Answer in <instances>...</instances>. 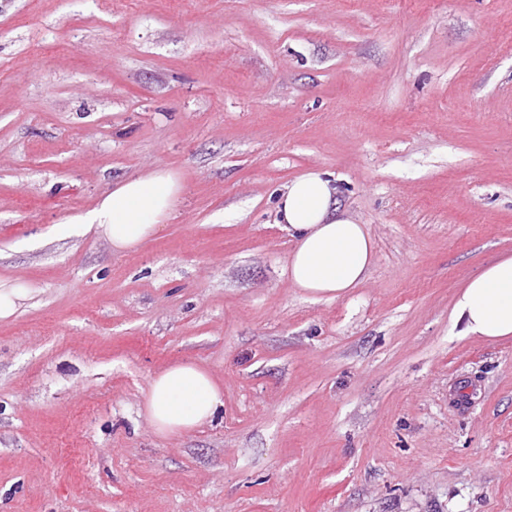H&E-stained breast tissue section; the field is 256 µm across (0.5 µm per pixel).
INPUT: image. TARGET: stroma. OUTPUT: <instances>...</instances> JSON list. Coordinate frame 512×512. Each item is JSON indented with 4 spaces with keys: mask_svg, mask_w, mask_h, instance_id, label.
Listing matches in <instances>:
<instances>
[{
    "mask_svg": "<svg viewBox=\"0 0 512 512\" xmlns=\"http://www.w3.org/2000/svg\"><path fill=\"white\" fill-rule=\"evenodd\" d=\"M156 168L154 238L78 224ZM312 168L376 244L333 301L274 222ZM511 253L512 0H0V512H512V340L450 318ZM182 361L224 406L163 437ZM26 298V293L17 285L0 280V318L11 316L18 307V302ZM224 386L195 362H177L149 378L144 415L156 434L177 436L213 422Z\"/></svg>",
    "mask_w": 512,
    "mask_h": 512,
    "instance_id": "35a3bbf8",
    "label": "stroma"
}]
</instances>
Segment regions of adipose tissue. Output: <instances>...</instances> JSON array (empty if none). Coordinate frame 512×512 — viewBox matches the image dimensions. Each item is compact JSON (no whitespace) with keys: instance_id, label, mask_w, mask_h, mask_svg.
Segmentation results:
<instances>
[{"instance_id":"obj_1","label":"adipose tissue","mask_w":512,"mask_h":512,"mask_svg":"<svg viewBox=\"0 0 512 512\" xmlns=\"http://www.w3.org/2000/svg\"><path fill=\"white\" fill-rule=\"evenodd\" d=\"M182 193L175 173L157 168L127 179L80 216L118 253L138 249L168 224ZM332 175L308 170L279 191L275 222L293 246L287 275L310 299L337 300L360 287L375 263L368 225L341 211ZM451 319L460 335L487 342L512 338V255L500 256L458 292ZM224 388L194 362L172 364L149 378L144 415L156 434L177 436L213 422Z\"/></svg>"}]
</instances>
